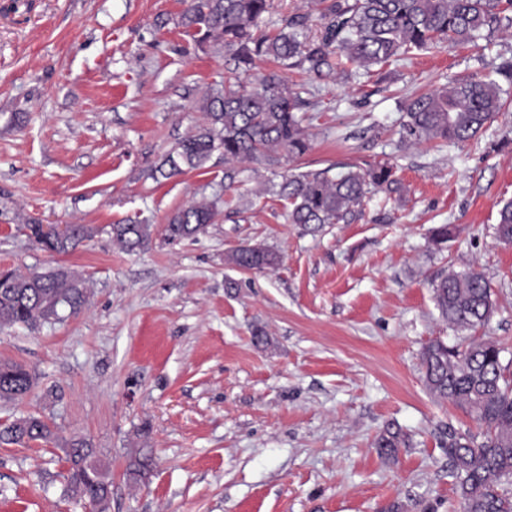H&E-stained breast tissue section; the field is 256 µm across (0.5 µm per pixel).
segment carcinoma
Instances as JSON below:
<instances>
[{
	"mask_svg": "<svg viewBox=\"0 0 512 512\" xmlns=\"http://www.w3.org/2000/svg\"><path fill=\"white\" fill-rule=\"evenodd\" d=\"M320 32L309 34L310 16L281 14L273 30L262 28L273 0H189L178 26L196 49L224 47L232 51L235 67L219 88L203 96L199 111L205 123L177 141L156 172L167 178L201 171L215 152L224 156V189L239 183L243 163L279 166L306 155L311 140L304 116L307 83L286 85L272 70L261 83L245 88L239 74L260 60L307 77L324 79L338 70L370 71L413 50H437L474 41L509 19L512 0H320ZM512 86V58L480 78L451 79L442 87L421 92L404 105L399 137L404 144L430 142L464 144L475 138L503 107L502 84ZM398 190L394 167L367 169L331 164L322 169L280 173L266 192L287 209L288 223L315 234L327 224H348L361 212L371 190ZM219 198H203L174 210L166 218L167 240L181 241L204 232L219 216ZM28 237L42 250L65 254L93 229L72 225L63 239L43 237L40 225L26 224ZM112 243L127 253L145 249L152 225L130 220L110 225ZM496 239L512 244V201L499 210ZM227 264L255 272L279 265L280 255L261 245L244 243L225 258ZM433 300L441 317L455 330L484 326L495 308L493 289L473 268L451 270L431 280ZM87 300L85 280L64 268L48 272L0 271V327H36L59 319L61 308L76 314ZM502 349L493 340L455 345L440 337L421 353L424 383L436 399L464 409L478 431L448 433V464L455 478L459 512H512V373L503 365ZM35 384L25 366L0 363V401L21 400ZM57 439L43 418L28 415L0 425V443L29 444ZM405 444L392 427L377 438L380 455L393 457ZM69 464L67 491L88 501L96 512H107L112 481L107 466L84 439L64 443Z\"/></svg>",
	"mask_w": 512,
	"mask_h": 512,
	"instance_id": "1",
	"label": "carcinoma"
}]
</instances>
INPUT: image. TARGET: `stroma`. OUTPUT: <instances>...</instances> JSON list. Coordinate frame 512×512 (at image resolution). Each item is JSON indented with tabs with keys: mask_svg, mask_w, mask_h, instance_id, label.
<instances>
[{
	"mask_svg": "<svg viewBox=\"0 0 512 512\" xmlns=\"http://www.w3.org/2000/svg\"><path fill=\"white\" fill-rule=\"evenodd\" d=\"M187 4L0 0V269L66 267L88 284L80 313L0 328V361L36 376L24 399L0 401V423L43 415L58 435L0 444V512H91L67 491L60 444L73 438L110 470L109 512H457L442 443L476 423L422 380L423 345L459 336L428 281L481 271L496 307L472 336L512 361V245L494 238L512 199V145L499 144L512 98L462 146L404 147L397 130L405 99L512 57V26L311 82L312 148L295 168L387 162L401 183L313 236L264 193L279 168L247 165L228 190L217 153L206 170L154 178L234 65L228 49L194 48L177 24ZM216 194L217 223L165 239L170 212ZM32 219L94 236L51 254L24 231ZM129 219L155 227L132 254L109 235ZM442 224L456 234L438 252L429 237ZM247 242L277 251L280 265H227ZM390 423L410 442L394 459L373 446ZM143 449L154 464L135 479Z\"/></svg>",
	"mask_w": 512,
	"mask_h": 512,
	"instance_id": "1",
	"label": "stroma"
}]
</instances>
